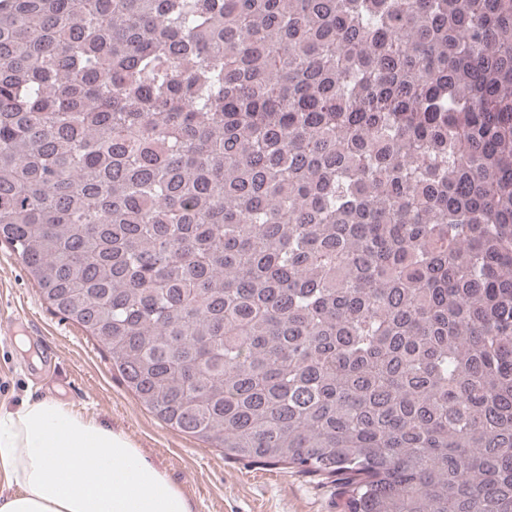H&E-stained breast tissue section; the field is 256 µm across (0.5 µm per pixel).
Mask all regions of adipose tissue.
Segmentation results:
<instances>
[{"label": "adipose tissue", "mask_w": 512, "mask_h": 512, "mask_svg": "<svg viewBox=\"0 0 512 512\" xmlns=\"http://www.w3.org/2000/svg\"><path fill=\"white\" fill-rule=\"evenodd\" d=\"M0 512H191L186 497L122 432L54 398L0 408Z\"/></svg>", "instance_id": "obj_1"}]
</instances>
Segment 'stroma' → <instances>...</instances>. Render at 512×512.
I'll use <instances>...</instances> for the list:
<instances>
[{"instance_id": "35a3bbf8", "label": "stroma", "mask_w": 512, "mask_h": 512, "mask_svg": "<svg viewBox=\"0 0 512 512\" xmlns=\"http://www.w3.org/2000/svg\"><path fill=\"white\" fill-rule=\"evenodd\" d=\"M40 331L58 350L55 365L45 363L33 338ZM51 396L128 436L187 497L192 512H342L334 482L224 458L156 419L113 371L108 353L40 299L19 256L0 242V404L16 408Z\"/></svg>"}]
</instances>
